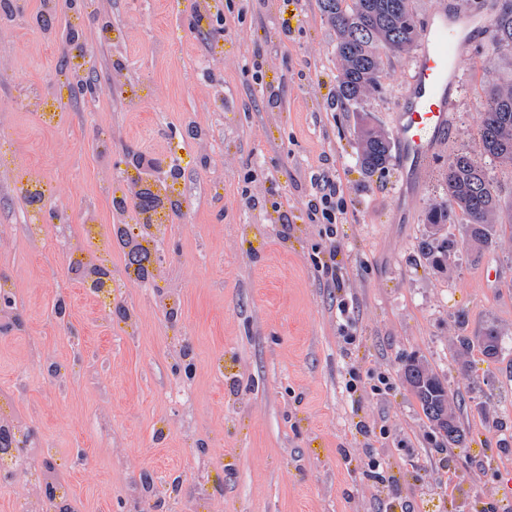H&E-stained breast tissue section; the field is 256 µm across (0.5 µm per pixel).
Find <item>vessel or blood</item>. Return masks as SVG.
I'll return each mask as SVG.
<instances>
[{"label": "vessel or blood", "mask_w": 512, "mask_h": 512, "mask_svg": "<svg viewBox=\"0 0 512 512\" xmlns=\"http://www.w3.org/2000/svg\"><path fill=\"white\" fill-rule=\"evenodd\" d=\"M488 25V13L467 14L451 8L449 0H434L420 32V50L411 62L412 75L394 114L397 161L406 183L423 179L431 157L445 143L458 91L456 75L470 56L466 34Z\"/></svg>", "instance_id": "obj_1"}]
</instances>
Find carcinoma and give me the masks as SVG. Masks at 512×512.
I'll use <instances>...</instances> for the list:
<instances>
[{"label":"carcinoma","instance_id":"carcinoma-1","mask_svg":"<svg viewBox=\"0 0 512 512\" xmlns=\"http://www.w3.org/2000/svg\"><path fill=\"white\" fill-rule=\"evenodd\" d=\"M509 0L494 4L490 21L493 47L500 58L512 60V5ZM325 23L336 40L338 62V101L345 112H355L366 98L381 92L385 75L384 59L406 55L419 45L420 22L413 0H320ZM358 160L367 175L384 172L395 160L390 136L364 114L355 129ZM478 136L483 153L490 161L512 168V77L492 78L488 82ZM445 194L429 203L424 229L416 245L420 258L433 268L446 265L457 247L452 227L461 225L463 242L477 243L471 248L473 260L497 243L503 226L504 211L500 196L487 168L476 157L457 152L449 156L444 173ZM115 248L125 261L137 256L150 260L147 249L126 250V233L119 227L114 235ZM502 336L494 326L472 339L457 336L453 341V361L462 374L472 371L470 355L474 347L488 359L501 351ZM418 357L402 361L411 376L409 391L418 401L429 427L448 448L466 447V436L459 421L457 405L450 397L447 378L426 361L415 365ZM448 411L454 426L441 431L436 418Z\"/></svg>","mask_w":512,"mask_h":512}]
</instances>
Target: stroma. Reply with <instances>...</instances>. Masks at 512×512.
<instances>
[{
  "mask_svg": "<svg viewBox=\"0 0 512 512\" xmlns=\"http://www.w3.org/2000/svg\"><path fill=\"white\" fill-rule=\"evenodd\" d=\"M12 2L13 20L0 22V154L17 172H41L72 236H81L89 211L98 233L112 224L100 181L125 148L165 156L166 142L182 143L191 121L222 126L212 152L224 160L216 196L209 170L182 143L185 197L162 244L166 277L153 289L113 293L110 313L72 278L53 230L31 244L29 206L0 179V282L11 287L22 322L0 325V392L13 394L36 438L54 450L26 479L64 477L81 512H130L144 471L163 489L168 512H197L202 486L222 512H507L512 504L497 487L512 474V445L501 443L512 437V233L477 262L458 246L443 273L416 251L426 207L444 193L450 153L481 152L485 70L512 76L490 36L473 44L460 69L451 136L410 192L398 166L361 172L356 116L329 106L336 51L319 0H215L237 31L218 43L191 29L195 0H85L100 21L83 29L75 72L59 52L72 16L64 0L53 39L38 22L43 0ZM105 25L128 29L127 42L104 40ZM411 61H386L385 90L366 103L386 130ZM119 66L136 86L111 87ZM88 74L102 87L92 106L69 91ZM153 88L160 96L149 109H130L132 95ZM29 89L55 111L53 123L32 112ZM315 175L336 179L348 203L332 243L306 217ZM245 191L264 207L242 206ZM330 261L342 290L325 282ZM172 283L180 305L171 319L157 297ZM61 292L70 300L64 325L52 313ZM341 301L350 320L339 315ZM491 325L505 349L494 360L473 352V373L459 374L453 337ZM177 343L187 357L173 354ZM35 345L71 370L69 386L48 387L30 360ZM409 355L447 377L461 404L465 450L441 447L403 386ZM353 374L358 388L349 393ZM492 411L506 415V428L494 427ZM162 418L172 426L159 435Z\"/></svg>",
  "mask_w": 512,
  "mask_h": 512,
  "instance_id": "35a3bbf8",
  "label": "stroma"
}]
</instances>
